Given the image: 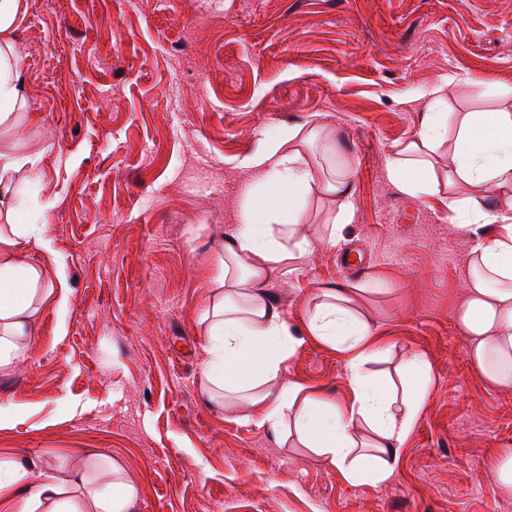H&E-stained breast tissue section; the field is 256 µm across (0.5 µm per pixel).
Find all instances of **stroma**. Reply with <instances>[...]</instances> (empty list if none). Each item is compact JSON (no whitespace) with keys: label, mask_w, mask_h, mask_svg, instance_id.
I'll use <instances>...</instances> for the list:
<instances>
[{"label":"stroma","mask_w":512,"mask_h":512,"mask_svg":"<svg viewBox=\"0 0 512 512\" xmlns=\"http://www.w3.org/2000/svg\"><path fill=\"white\" fill-rule=\"evenodd\" d=\"M195 29L200 47L173 60ZM15 36L40 150L25 204L47 223L21 258L68 300L0 369V461L62 484L116 466L137 512H512L497 477L512 388L472 365L456 321L474 239L497 227L461 230L447 186L413 197L386 171L430 88L452 113H512V0H27ZM307 123L352 160L353 220L262 290L304 334L283 379L337 406L353 398L348 355L304 333L315 286L358 289L372 371L428 361L384 483L204 398L207 249L238 222L248 159Z\"/></svg>","instance_id":"obj_1"}]
</instances>
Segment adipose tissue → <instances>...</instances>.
I'll return each instance as SVG.
<instances>
[{
  "label": "adipose tissue",
  "mask_w": 512,
  "mask_h": 512,
  "mask_svg": "<svg viewBox=\"0 0 512 512\" xmlns=\"http://www.w3.org/2000/svg\"><path fill=\"white\" fill-rule=\"evenodd\" d=\"M25 0H0V368L23 357L22 341L35 332V318L54 295L40 266L24 262V243L43 238L45 225L17 224L19 180L37 179V151L23 150L18 131L28 115L24 102L19 47L15 41ZM452 120L441 97L416 134L387 159L390 180L404 193H433L432 154L448 135ZM457 144L448 165L449 179L484 187L489 194L512 188V113L468 112L458 119ZM319 138L317 127L291 129L254 155L257 178L243 198L238 225L212 253V295L204 309L208 360L205 374L210 398L240 401L244 416L257 426L288 429L352 482H383L394 473L404 441L424 403L431 383L427 361L418 354L402 363L398 378L367 373L372 354L371 328L354 310L355 289L326 284L311 292L306 315L309 333L349 352L346 378L354 398L339 407L281 382L285 362L301 346L284 314L260 287L271 270L293 276L297 263L317 244L302 234L308 222V190L318 170L308 153ZM324 152L337 161L322 176L326 195L351 192V161L336 144ZM448 207L464 228L495 224L499 233L481 238L473 250L469 297L458 311L472 363L490 381L512 388V204L492 209L457 195ZM364 423L369 439L352 434ZM86 500H71L55 479L21 462H0V493L12 492V512H136L135 489L122 481L92 487L83 473L71 478Z\"/></svg>",
  "instance_id": "adipose-tissue-1"
}]
</instances>
